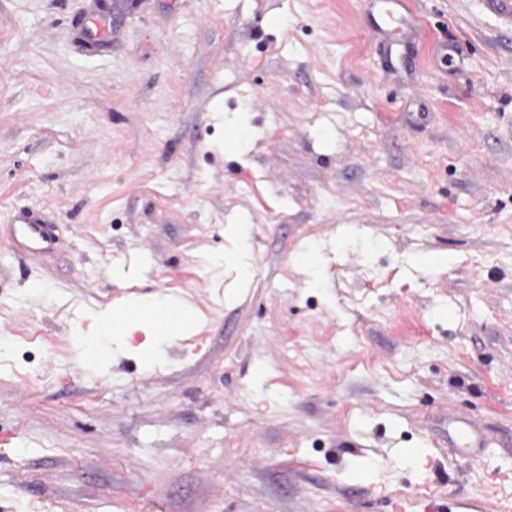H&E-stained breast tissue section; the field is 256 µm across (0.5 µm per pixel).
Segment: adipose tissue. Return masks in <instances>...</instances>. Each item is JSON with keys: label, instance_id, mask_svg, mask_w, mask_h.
<instances>
[{"label": "adipose tissue", "instance_id": "obj_1", "mask_svg": "<svg viewBox=\"0 0 512 512\" xmlns=\"http://www.w3.org/2000/svg\"><path fill=\"white\" fill-rule=\"evenodd\" d=\"M194 318L192 309L182 300L166 298L150 303L134 301L132 309L107 315L102 324L103 335L111 337L117 350H125L134 332H141L144 358H152L162 344L181 335Z\"/></svg>", "mask_w": 512, "mask_h": 512}]
</instances>
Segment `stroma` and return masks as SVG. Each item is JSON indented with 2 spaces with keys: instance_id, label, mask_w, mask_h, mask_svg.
I'll list each match as a JSON object with an SVG mask.
<instances>
[{
  "instance_id": "obj_1",
  "label": "stroma",
  "mask_w": 512,
  "mask_h": 512,
  "mask_svg": "<svg viewBox=\"0 0 512 512\" xmlns=\"http://www.w3.org/2000/svg\"><path fill=\"white\" fill-rule=\"evenodd\" d=\"M367 2L0 0V512H512V16ZM370 23L384 37L392 52L393 46L416 40L421 34V22L414 1H369ZM192 320V309L180 299L169 297L150 303L135 300L132 310L108 314L102 321L101 333L112 336L117 352L128 347V340L134 332L143 333L146 340L141 345V353L144 358L150 359L162 344L181 335Z\"/></svg>"
}]
</instances>
